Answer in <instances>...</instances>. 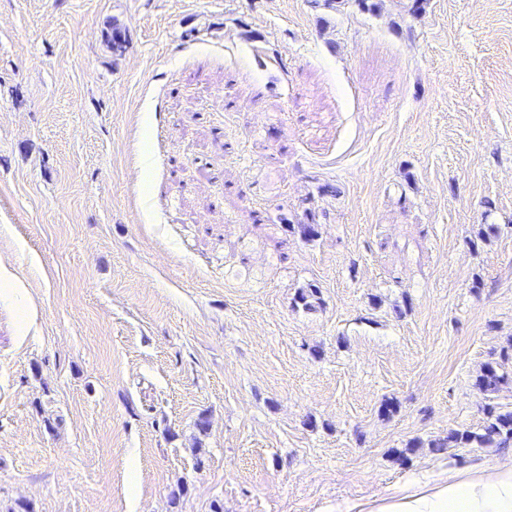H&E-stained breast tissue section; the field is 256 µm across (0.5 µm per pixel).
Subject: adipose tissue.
<instances>
[{"label": "adipose tissue", "instance_id": "ef3b65f1", "mask_svg": "<svg viewBox=\"0 0 512 512\" xmlns=\"http://www.w3.org/2000/svg\"><path fill=\"white\" fill-rule=\"evenodd\" d=\"M356 512H512V457L492 472L444 470L431 481L395 490Z\"/></svg>", "mask_w": 512, "mask_h": 512}]
</instances>
